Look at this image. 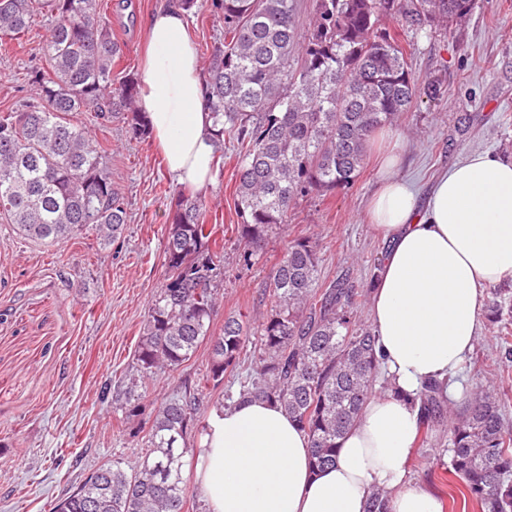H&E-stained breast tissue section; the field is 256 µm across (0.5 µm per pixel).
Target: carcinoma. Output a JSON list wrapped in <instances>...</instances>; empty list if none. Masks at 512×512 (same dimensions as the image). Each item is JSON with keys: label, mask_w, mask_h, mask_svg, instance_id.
<instances>
[{"label": "carcinoma", "mask_w": 512, "mask_h": 512, "mask_svg": "<svg viewBox=\"0 0 512 512\" xmlns=\"http://www.w3.org/2000/svg\"><path fill=\"white\" fill-rule=\"evenodd\" d=\"M223 16L224 35L207 58L204 107L216 136L245 146L237 160L235 227L243 261L303 197L350 187L360 175L372 135L392 125L421 95L404 41L383 27L398 14L415 32L449 29L475 0H311L306 22L298 0H178L186 16L206 6ZM51 18L47 67L31 72L19 107L0 112V218L33 242L55 245L87 229L109 247L127 211L112 183L106 154L87 123L119 119L135 139L150 137L138 110L139 83L112 82L123 45L101 0H0V46L18 41L40 18ZM200 193L172 194L164 240V282L152 301L135 350V373L122 390L126 420L157 377L172 373L207 346L201 388L217 389L238 371L248 340L244 322L229 317L215 335L217 278L224 239L205 223ZM319 244L288 245L269 281L271 308L258 355L239 398L280 407L308 436L311 463L336 460L338 441L372 396L378 374L375 335L357 316V292L343 281L319 284ZM489 315L500 323L501 366L512 370V289L494 288ZM424 442L443 446L448 471L477 512H512V423L502 394L481 385L456 402L428 383L417 395ZM203 405L200 393L165 400L147 430L138 468L114 459L98 468L54 512H184L182 474L187 438ZM378 488L367 512H389Z\"/></svg>", "instance_id": "obj_1"}]
</instances>
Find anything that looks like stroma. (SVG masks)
Instances as JSON below:
<instances>
[{"label": "stroma", "instance_id": "35a3bbf8", "mask_svg": "<svg viewBox=\"0 0 512 512\" xmlns=\"http://www.w3.org/2000/svg\"><path fill=\"white\" fill-rule=\"evenodd\" d=\"M176 0H111L112 30L124 43L113 74L138 75L145 22ZM413 41L411 65L424 93L396 125L372 136L354 184L302 203L271 232L251 261L233 230L239 146L225 141L221 176L204 191L207 223L224 239V281L217 290L212 330L236 317L259 332L271 306L267 285L290 241L317 238L320 282L346 277L369 291L387 250L367 221V206L383 174L380 157L400 156L397 177L426 192L445 169L472 152L512 159V0H477L453 33L413 36L400 16L385 21ZM49 22L22 42L0 47V112L22 99L33 69L44 66ZM109 154L112 180L127 203L121 238L103 247L93 230L48 246L27 240L0 221V512H53L101 464L118 459L135 468L145 453V422L166 398L195 387L208 352L151 387L142 413L125 420L114 390L133 372L138 337L164 280L163 242L168 187L173 184L153 141L130 137L122 122L97 129ZM496 328L482 319L479 338L458 377L471 389L494 379L512 416V375L498 376ZM416 484L434 494L443 512H477L434 448L417 445L408 462Z\"/></svg>", "mask_w": 512, "mask_h": 512}]
</instances>
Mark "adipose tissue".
<instances>
[{"label": "adipose tissue", "mask_w": 512, "mask_h": 512, "mask_svg": "<svg viewBox=\"0 0 512 512\" xmlns=\"http://www.w3.org/2000/svg\"><path fill=\"white\" fill-rule=\"evenodd\" d=\"M139 106L172 178L202 187L217 175L219 141L204 105L206 81L182 11L148 20ZM368 219L388 244L368 317L381 370L397 397L373 396L340 441L334 465L314 473L310 443L276 405L244 400L211 412L193 452L194 484L209 512H366L373 489L391 512H442L412 484L406 464L421 427L411 396L447 387L474 348L486 285L512 278V160L468 154L427 198L392 177Z\"/></svg>", "instance_id": "ef3b65f1"}]
</instances>
